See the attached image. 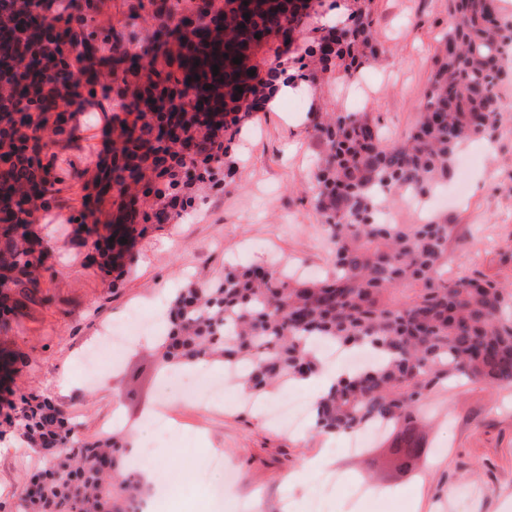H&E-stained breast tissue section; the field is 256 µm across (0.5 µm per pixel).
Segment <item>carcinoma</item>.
I'll use <instances>...</instances> for the list:
<instances>
[{
    "label": "carcinoma",
    "instance_id": "1",
    "mask_svg": "<svg viewBox=\"0 0 512 512\" xmlns=\"http://www.w3.org/2000/svg\"><path fill=\"white\" fill-rule=\"evenodd\" d=\"M346 2L340 25L326 27L311 0H126L114 31L102 0H0V440L16 436L42 461L22 512H134L149 494L128 465V434L82 438L54 399L8 385L26 356L6 333L49 302L39 282L53 251L33 229L36 214L82 177L53 151L75 137L76 111L93 106L105 125L70 220L114 284L148 231L224 189L233 147L279 82L347 80L379 52L374 0ZM448 13L420 112L401 137H384L377 116L312 113L322 148L312 200L330 231L332 272L300 280L286 268L239 266L189 283L154 352L160 367L242 364L237 378L255 396L318 375L326 363L312 339L367 352L371 363L342 371L318 397L314 430L386 423L404 473L417 470L418 408L430 393L462 377L512 387V286L478 271L448 276L457 225L446 216L377 219L401 191L425 196L448 182L462 144L504 120L512 18L498 0H448Z\"/></svg>",
    "mask_w": 512,
    "mask_h": 512
}]
</instances>
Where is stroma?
Masks as SVG:
<instances>
[{
	"mask_svg": "<svg viewBox=\"0 0 512 512\" xmlns=\"http://www.w3.org/2000/svg\"><path fill=\"white\" fill-rule=\"evenodd\" d=\"M381 53L362 71L359 99L346 103L333 79L304 96L288 97L279 108L255 116L235 148L236 173L223 192L198 205L196 213L163 231L149 233L137 249L133 270L110 287L89 264L88 247L79 245L69 224V209L40 216L35 228L51 238L54 267L40 289L45 305L34 308L11 333L28 364L15 377L20 392L50 393L79 425V434L101 432V421L118 407L132 435L143 419L166 406L176 430L173 440L152 449L172 484L155 512H210L206 486L188 483L191 458L224 454L228 475L225 506L233 512L255 488L267 497L257 512H310L326 472L339 471L328 512H512V387L489 391L460 382L425 400L422 415L424 457L419 469L397 476L390 450L372 443L365 454L345 449V438L316 435L310 422L291 430L266 417L236 381L224 383V406L205 410L173 400L162 404L160 381L148 341L122 352L127 385L114 396L105 385L83 382L80 357L103 329L133 306L154 315L159 301H171L187 281L223 277L232 263L277 261L301 273H320L330 265L329 233L312 204L310 177L321 150L307 120L311 105L342 112L379 115L386 136L398 137L414 123L424 99L438 38L448 27V0H375ZM73 142L61 143V156L93 168L101 147V126L90 108L77 115ZM454 180H467L468 192L448 207L458 240L448 248V266L469 257L488 278L512 283V122L494 142L473 139L461 148ZM67 387H59L61 369ZM39 457L15 438L0 441V502L6 512H21V497ZM370 472L371 494L352 497L348 475Z\"/></svg>",
	"mask_w": 512,
	"mask_h": 512,
	"instance_id": "stroma-1",
	"label": "stroma"
}]
</instances>
